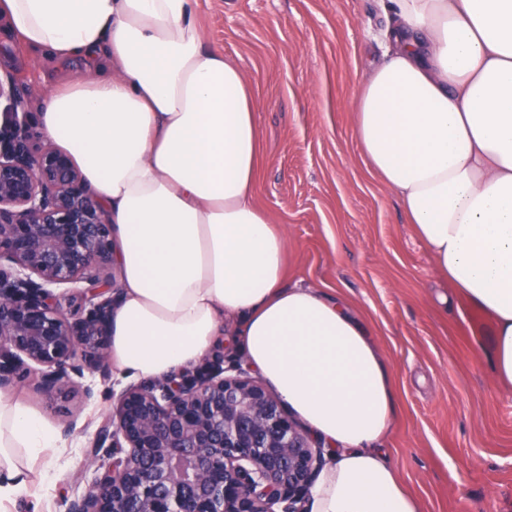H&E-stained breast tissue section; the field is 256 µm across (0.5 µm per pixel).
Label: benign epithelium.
Wrapping results in <instances>:
<instances>
[{
    "label": "benign epithelium",
    "instance_id": "1",
    "mask_svg": "<svg viewBox=\"0 0 512 512\" xmlns=\"http://www.w3.org/2000/svg\"><path fill=\"white\" fill-rule=\"evenodd\" d=\"M0 392L36 370L63 393L88 369L109 378L118 298L104 275L112 231L70 157L35 136L12 74L0 75ZM86 285L71 310L55 290ZM112 391L90 455L92 485L65 512H304L319 442L243 362Z\"/></svg>",
    "mask_w": 512,
    "mask_h": 512
}]
</instances>
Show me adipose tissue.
Instances as JSON below:
<instances>
[{"instance_id": "ef3b65f1", "label": "adipose tissue", "mask_w": 512, "mask_h": 512, "mask_svg": "<svg viewBox=\"0 0 512 512\" xmlns=\"http://www.w3.org/2000/svg\"><path fill=\"white\" fill-rule=\"evenodd\" d=\"M197 0H0L24 48L106 74L55 84L40 112L112 224L119 377L170 379L223 345L321 441L309 512H420L381 443L389 368L344 300L286 282V243L254 201V91L204 36ZM393 43L351 100L368 166L440 278L492 324L512 386V0H386ZM233 319L225 327V319ZM61 443L0 397V512L37 499Z\"/></svg>"}]
</instances>
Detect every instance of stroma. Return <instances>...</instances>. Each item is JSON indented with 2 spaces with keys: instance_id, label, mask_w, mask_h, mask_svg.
Here are the masks:
<instances>
[{
  "instance_id": "stroma-1",
  "label": "stroma",
  "mask_w": 512,
  "mask_h": 512,
  "mask_svg": "<svg viewBox=\"0 0 512 512\" xmlns=\"http://www.w3.org/2000/svg\"><path fill=\"white\" fill-rule=\"evenodd\" d=\"M198 17L255 87V202L286 239L288 281L344 298L392 372L396 412L383 446L401 485L421 512H512V388L489 370L490 323L437 278L355 138L350 101L388 47L382 0H198ZM6 72L29 108L59 78L88 75L81 61L26 51L0 31ZM123 385L90 372L64 396L15 390L51 424L76 420L40 489L41 512H64L92 483L87 453L109 388ZM87 386L94 401L83 398Z\"/></svg>"
}]
</instances>
